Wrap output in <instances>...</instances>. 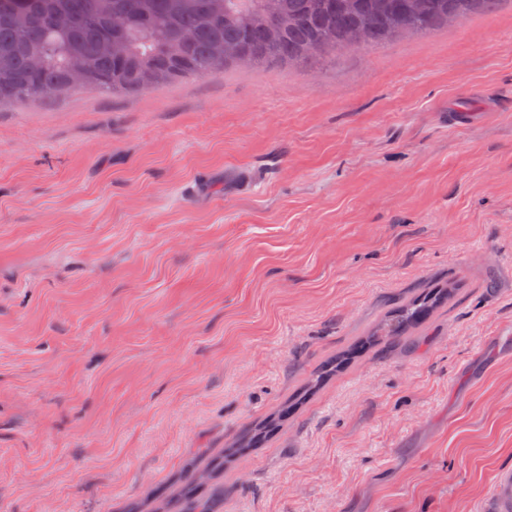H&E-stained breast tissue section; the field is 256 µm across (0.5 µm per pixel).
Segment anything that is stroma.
<instances>
[{"label": "stroma", "instance_id": "35a3bbf8", "mask_svg": "<svg viewBox=\"0 0 512 512\" xmlns=\"http://www.w3.org/2000/svg\"><path fill=\"white\" fill-rule=\"evenodd\" d=\"M432 288L424 347L384 342ZM202 448L220 512H499L512 5L0 107V512H158Z\"/></svg>", "mask_w": 512, "mask_h": 512}]
</instances>
